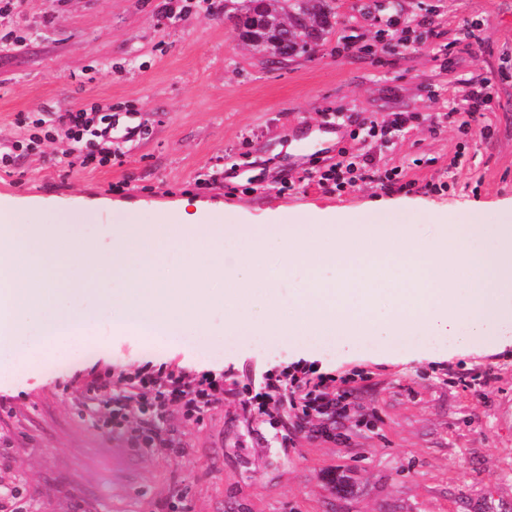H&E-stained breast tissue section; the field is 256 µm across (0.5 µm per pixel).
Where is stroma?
Returning <instances> with one entry per match:
<instances>
[{"label": "stroma", "mask_w": 512, "mask_h": 512, "mask_svg": "<svg viewBox=\"0 0 512 512\" xmlns=\"http://www.w3.org/2000/svg\"><path fill=\"white\" fill-rule=\"evenodd\" d=\"M241 3L223 0L213 15L198 0H17L0 17L22 38L0 51V150L26 149L0 169V198L40 224L60 207L95 208L83 226L94 242L121 211L149 205L171 219L185 199L222 224L370 208L490 220L512 204V0H336L316 51L279 64L238 41L226 16ZM466 26L475 41H463ZM477 73L492 98L464 132ZM94 105L140 130L88 141L107 165L82 164L62 133L31 142L46 113ZM397 112L412 121L369 135ZM362 153L401 168L407 188L357 171L344 191L319 186L329 165ZM438 180L447 191H428ZM300 360L116 336L63 365L43 361L0 383V493L22 512H512L511 345L400 360L332 348L310 363L329 394L350 386L348 418L246 405L268 374ZM147 364L214 373L224 401L192 419L163 409L162 442L142 445L147 403L131 400L128 382ZM92 370L129 399L124 417L72 386Z\"/></svg>", "instance_id": "obj_1"}]
</instances>
